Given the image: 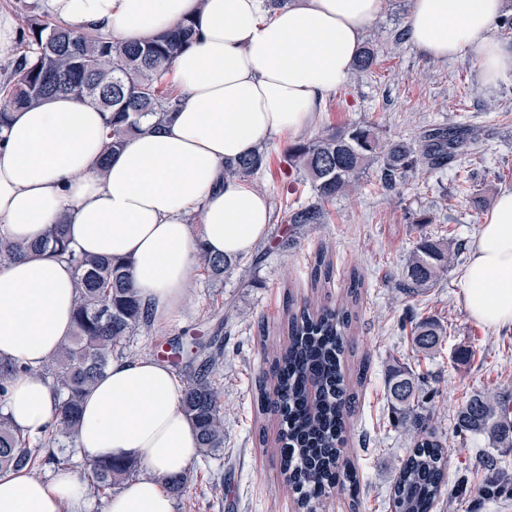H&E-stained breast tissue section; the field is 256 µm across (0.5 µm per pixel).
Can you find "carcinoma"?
<instances>
[{"instance_id":"1","label":"carcinoma","mask_w":512,"mask_h":512,"mask_svg":"<svg viewBox=\"0 0 512 512\" xmlns=\"http://www.w3.org/2000/svg\"><path fill=\"white\" fill-rule=\"evenodd\" d=\"M20 50L0 82L4 104L0 130L9 112L30 108L54 95H72L104 112L107 128L105 157L120 151L127 137L143 123L161 128L176 106L166 81L177 56L196 40L191 21L143 42H121L99 31H83L49 18L25 17ZM376 49L364 44L355 63L362 73L374 63ZM476 137L456 128H435L417 139L387 141L372 125L351 124L326 130L315 139L288 148V162L308 182L317 202L286 208L290 224H323L322 204L355 191L367 169H378L381 187L393 189L420 167L441 168L469 150ZM267 165V148L260 146L226 166L232 178L257 175ZM69 262L74 270L76 302L74 330L45 373L53 378L59 420L48 441L30 446L0 413V471L33 467L44 445L64 448L77 441L82 399L112 363L113 351L150 319L133 287L130 263L110 257H90L77 251L67 225L54 224L45 239L21 245L0 236V262L45 249ZM202 269L219 278L237 261L198 254ZM450 245L420 238L404 266L400 289L415 297L433 288L454 265ZM330 279L326 254L314 257L312 280ZM364 278L354 272L346 297L336 306H303L288 310V343L266 353L269 369L258 380L254 401L260 413L281 420L277 439L280 467L288 486L298 494L304 512L333 489L357 497L358 473L345 460L349 419L357 392L342 368L353 341L348 330L355 317ZM447 328L430 318L411 325L417 353L429 354L444 341ZM215 363L203 364L186 386L182 409L193 423L200 453L209 461L224 447V405L212 378ZM421 380L409 366L395 365L387 376V394L409 437L390 489L394 512H432L448 490V453L438 439L434 411L420 399ZM463 431L482 436L495 448H512V407L504 396L487 389L472 394L457 413ZM138 471L133 463L101 462L91 466L94 491L104 494Z\"/></svg>"}]
</instances>
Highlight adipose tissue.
Here are the masks:
<instances>
[{"instance_id": "adipose-tissue-1", "label": "adipose tissue", "mask_w": 512, "mask_h": 512, "mask_svg": "<svg viewBox=\"0 0 512 512\" xmlns=\"http://www.w3.org/2000/svg\"><path fill=\"white\" fill-rule=\"evenodd\" d=\"M49 14L81 29L142 41L194 18L197 39L173 64L180 104L159 131L129 138L104 157L105 119L69 97L11 112L0 132V236L35 242L67 226L80 252L130 260L142 307L155 325L182 308L199 250L237 258L264 238L265 197L224 165L260 142L303 138L332 92L348 83L367 26L384 0H45ZM504 0H412L406 36L428 58L472 55L485 84L512 74V45L490 36ZM201 212L198 226L187 217ZM471 316L512 324V189L482 225L463 272ZM71 265L47 252L0 263V360L21 372L0 412L22 436L53 429L58 398L43 368L73 330ZM184 385L149 356L113 360L87 392L77 438L90 463L132 462L144 476L110 495L106 512H173L162 477L198 457L181 406ZM71 470L0 472V512H90Z\"/></svg>"}]
</instances>
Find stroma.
Masks as SVG:
<instances>
[{
  "instance_id": "stroma-1",
  "label": "stroma",
  "mask_w": 512,
  "mask_h": 512,
  "mask_svg": "<svg viewBox=\"0 0 512 512\" xmlns=\"http://www.w3.org/2000/svg\"><path fill=\"white\" fill-rule=\"evenodd\" d=\"M409 10L410 0H387L365 34L377 50L375 64L326 98L311 136L365 123L383 139L408 140L456 126L475 132L478 143L455 166L420 170L392 191L366 174L355 193L326 203V223L298 226L285 221L284 208L313 202L314 194L288 164V140L267 141L268 166L252 179L271 213L265 238L230 273L193 278L179 316L138 331L123 350L127 357L151 355L169 363L184 383L205 357H220L214 379L224 391V450L188 468L174 512H299L275 453L279 423L259 413L255 383L265 368V350L288 340L289 305L306 298L336 304L355 272L364 286L351 328L356 344L345 365L349 378L362 380L347 445L359 497L332 490L317 512H391L390 487L409 446L385 392L388 371L397 363L423 374L422 391L436 407L435 426L448 450V484L462 488L437 500L433 512H500L512 505V496L483 491L488 458L512 469V448L491 447L456 428L457 412L471 394L493 388L512 396V326L474 320L461 281L497 194L512 188V76L488 86L472 56L435 61L420 56L409 41L395 42ZM459 175L472 178L473 198L457 195ZM422 235L450 241L459 262L428 294L411 298L398 284ZM321 249L333 268L330 280L317 287L311 270ZM415 311L448 329L433 354L411 348L405 326ZM174 339L193 342L192 351L173 355Z\"/></svg>"
}]
</instances>
